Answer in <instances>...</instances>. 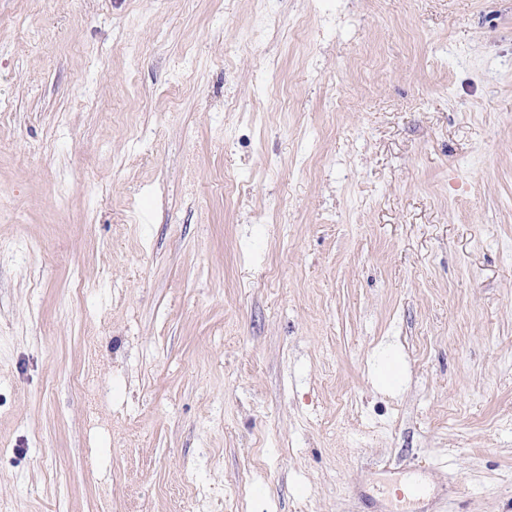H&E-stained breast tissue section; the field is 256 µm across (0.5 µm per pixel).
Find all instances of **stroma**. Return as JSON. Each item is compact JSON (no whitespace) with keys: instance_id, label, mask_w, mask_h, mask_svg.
<instances>
[{"instance_id":"35a3bbf8","label":"stroma","mask_w":512,"mask_h":512,"mask_svg":"<svg viewBox=\"0 0 512 512\" xmlns=\"http://www.w3.org/2000/svg\"><path fill=\"white\" fill-rule=\"evenodd\" d=\"M512 512V0H0V512Z\"/></svg>"}]
</instances>
